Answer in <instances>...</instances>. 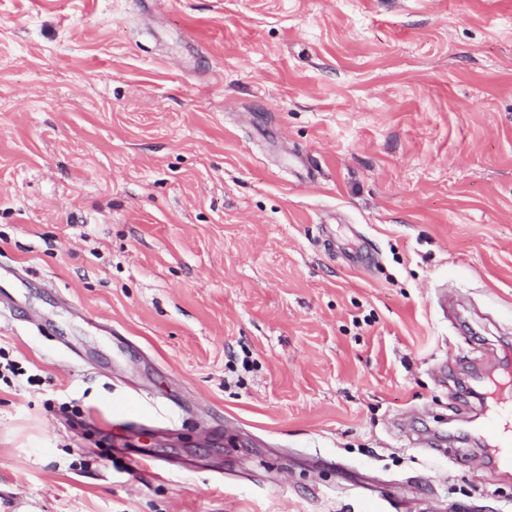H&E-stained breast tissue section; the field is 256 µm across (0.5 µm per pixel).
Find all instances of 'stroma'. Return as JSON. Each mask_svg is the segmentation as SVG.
Wrapping results in <instances>:
<instances>
[{
	"label": "stroma",
	"instance_id": "1",
	"mask_svg": "<svg viewBox=\"0 0 512 512\" xmlns=\"http://www.w3.org/2000/svg\"><path fill=\"white\" fill-rule=\"evenodd\" d=\"M0 512H512V0H0ZM494 394L492 411L484 428L497 448L501 465L512 467V393L509 390Z\"/></svg>",
	"mask_w": 512,
	"mask_h": 512
}]
</instances>
